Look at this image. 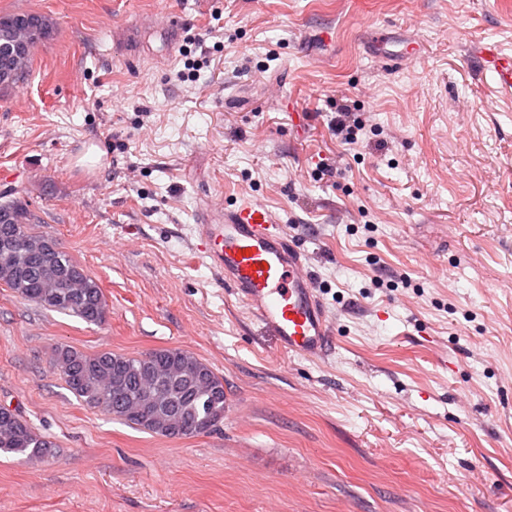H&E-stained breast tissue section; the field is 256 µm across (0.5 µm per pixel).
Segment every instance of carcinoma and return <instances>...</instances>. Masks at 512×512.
Here are the masks:
<instances>
[{
	"instance_id": "cac0c4a2",
	"label": "carcinoma",
	"mask_w": 512,
	"mask_h": 512,
	"mask_svg": "<svg viewBox=\"0 0 512 512\" xmlns=\"http://www.w3.org/2000/svg\"><path fill=\"white\" fill-rule=\"evenodd\" d=\"M44 16L0 14V90L22 82L35 50L54 35ZM34 215L11 198L0 201V282L20 298L99 325L107 310L96 279L52 238L30 231ZM67 387L87 407L99 409L157 436L207 435L224 422V379L190 352L155 349L136 356L71 346L55 350ZM54 444L17 411L0 407V454L21 463L44 462Z\"/></svg>"
}]
</instances>
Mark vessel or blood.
Returning <instances> with one entry per match:
<instances>
[{"mask_svg": "<svg viewBox=\"0 0 512 512\" xmlns=\"http://www.w3.org/2000/svg\"><path fill=\"white\" fill-rule=\"evenodd\" d=\"M481 58L497 92L512 98V52L490 42L482 44ZM194 232L210 269L281 352L308 360L330 354L335 330L313 286L308 256L289 240L273 211L249 197L218 212L201 207Z\"/></svg>", "mask_w": 512, "mask_h": 512, "instance_id": "b4317fda", "label": "vessel or blood"}]
</instances>
